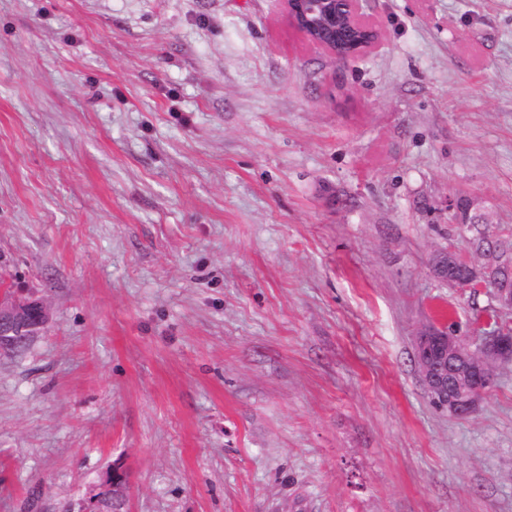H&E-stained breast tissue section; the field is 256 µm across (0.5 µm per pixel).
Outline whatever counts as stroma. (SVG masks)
Returning a JSON list of instances; mask_svg holds the SVG:
<instances>
[{
	"mask_svg": "<svg viewBox=\"0 0 512 512\" xmlns=\"http://www.w3.org/2000/svg\"><path fill=\"white\" fill-rule=\"evenodd\" d=\"M345 63L282 0H0V512L108 464L129 512H512V363L450 416L423 326L512 330L449 195L512 239V0H367ZM462 200H467L469 202V208L466 214V220L461 221L456 218V214L460 212L459 204ZM445 210L448 211V214H454L452 217V221H449V224H470V223H492V214L490 210L486 207L485 202L473 195H465V194H457L448 196V199L445 202ZM473 211L474 219H469V213ZM475 226L477 224H470ZM441 261L432 264V273L440 280L453 279L463 288H492L497 311L512 312V283L503 280L501 273H511L512 252L499 254L493 249L475 261H468L454 250L441 252ZM38 304V320L33 327L27 326V313L30 308ZM1 319H9L13 322L14 327L7 332L0 331V353L14 352V350L22 343L34 338L47 321L45 308L36 301H23L17 297L1 299L0 301V321ZM29 330H35L34 333H27Z\"/></svg>",
	"mask_w": 512,
	"mask_h": 512,
	"instance_id": "obj_1",
	"label": "stroma"
}]
</instances>
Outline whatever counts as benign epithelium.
<instances>
[{
  "label": "benign epithelium",
  "mask_w": 512,
  "mask_h": 512,
  "mask_svg": "<svg viewBox=\"0 0 512 512\" xmlns=\"http://www.w3.org/2000/svg\"><path fill=\"white\" fill-rule=\"evenodd\" d=\"M288 17L304 36L317 48L332 54L337 61L346 62L378 42L376 23L366 14V0H284ZM469 202L468 211L474 219L452 223L470 224L492 222L491 212L485 202L473 195L457 194L448 197L445 210L450 214L460 212L461 201ZM512 272V252L500 254L494 250L478 256L475 261L463 258L454 250L440 254L432 264V273L440 280L453 279L463 288H490L497 302V311L512 312V282L502 279V274ZM35 305L10 297L0 301V320L13 322V329L0 331V353L12 352L20 344L34 338L47 321L46 310L38 306V320L27 326V313ZM415 365L419 377L431 400L448 410L452 416L462 417L473 413L485 392L493 385L497 368L512 362V333L493 330L486 333L479 343L472 344L458 334L453 326L428 325L415 339ZM101 475L98 492L79 504V512H105L103 494L107 490Z\"/></svg>",
  "instance_id": "obj_1"
}]
</instances>
